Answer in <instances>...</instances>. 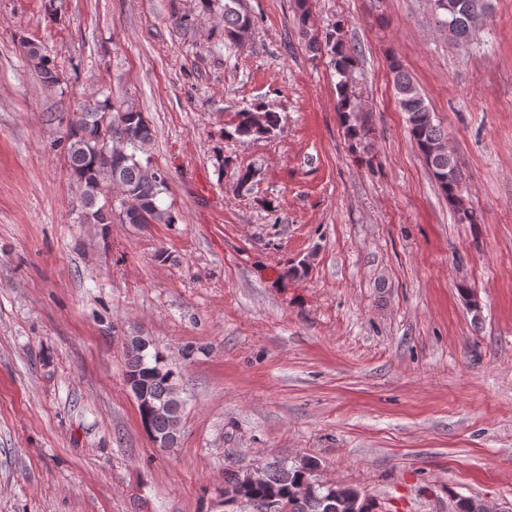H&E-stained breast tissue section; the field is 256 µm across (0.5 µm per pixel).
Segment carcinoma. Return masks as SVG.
I'll return each instance as SVG.
<instances>
[{
  "label": "carcinoma",
  "mask_w": 512,
  "mask_h": 512,
  "mask_svg": "<svg viewBox=\"0 0 512 512\" xmlns=\"http://www.w3.org/2000/svg\"><path fill=\"white\" fill-rule=\"evenodd\" d=\"M224 16V40L231 45L246 42L254 20L242 11L241 0H211ZM438 26L453 42L469 40L476 24L490 16V0H430ZM299 35L312 58L329 57L334 69L337 112L351 149L367 155L371 150L372 127L361 115L351 89L357 54L340 30L315 33L310 17V0H295ZM23 57L36 72L42 86L52 90L60 83L55 56L47 47L21 40ZM399 108L406 114L409 139L422 157L435 183L462 224H478V216L466 206L461 171L445 149L448 133L434 122L419 86L394 56L389 60ZM238 113L232 135L239 138H271L284 128L280 113L262 105ZM152 139V129L134 103L112 105L110 96L82 103L68 114L65 145L69 174L80 191V222L112 223V200L108 189L117 191L122 222L126 224H173L176 216L158 204L165 190L166 175L137 156ZM105 201H100V197ZM159 353L151 354L137 343L129 345L126 379L141 384L148 392L151 407L139 410L150 434L177 444L181 435L183 410L178 408L174 374L161 365ZM317 463L299 465L275 461L263 467V477L255 482L244 471L224 469V491L220 492L224 512H375L376 499L356 488L322 484L314 479ZM456 512H486V504L474 497H460Z\"/></svg>",
  "instance_id": "1"
}]
</instances>
